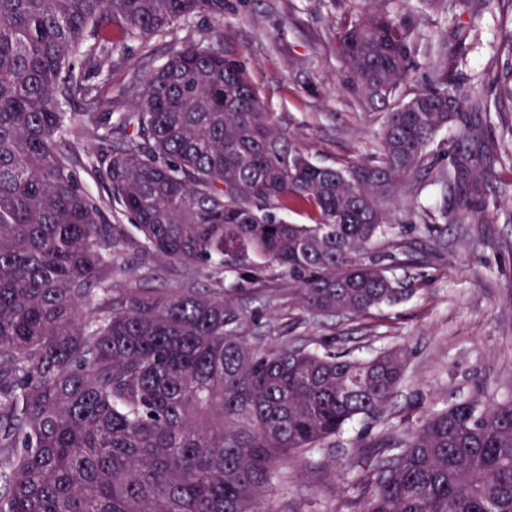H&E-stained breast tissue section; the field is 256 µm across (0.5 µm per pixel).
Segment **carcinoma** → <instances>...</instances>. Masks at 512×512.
I'll list each match as a JSON object with an SVG mask.
<instances>
[{
  "label": "carcinoma",
  "mask_w": 512,
  "mask_h": 512,
  "mask_svg": "<svg viewBox=\"0 0 512 512\" xmlns=\"http://www.w3.org/2000/svg\"><path fill=\"white\" fill-rule=\"evenodd\" d=\"M458 18L512 0H420ZM226 0H0V512H272V485L304 450L379 415L405 352L358 360L329 346L250 340L223 287L112 288L128 243L105 221L118 204L145 255L193 270L254 256L296 287L312 317L360 319L402 297L362 262L391 223L403 180L424 172L446 224H488L499 203L489 93L512 112V32L503 69L456 75L439 56L412 79L414 24L363 0L343 23L342 87L382 114L379 156L314 163L260 103L239 59L186 43L116 100L120 122L65 104L99 99L91 81L117 43L206 14ZM94 43L85 46L86 37ZM460 137L437 167L432 146ZM92 139L82 188L63 144ZM276 209L308 211L293 224ZM357 512H512V395L481 391L378 444Z\"/></svg>",
  "instance_id": "carcinoma-1"
}]
</instances>
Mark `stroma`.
I'll return each mask as SVG.
<instances>
[{
  "label": "stroma",
  "mask_w": 512,
  "mask_h": 512,
  "mask_svg": "<svg viewBox=\"0 0 512 512\" xmlns=\"http://www.w3.org/2000/svg\"><path fill=\"white\" fill-rule=\"evenodd\" d=\"M223 39L218 47L244 64L261 103L283 132L297 137L311 158L333 165L376 156L382 119L338 82L337 44L342 23L359 0H227ZM421 37L414 80L428 73L429 47L445 39L453 24L468 31L459 48V72L467 76L501 64L499 46L512 31V18L496 9L462 14L453 20L429 10L414 13ZM211 19L189 17L147 40L120 39L112 64L96 76L109 112L112 92L145 77L165 62L173 48L208 38ZM438 188L418 177L412 192H400L391 208L390 230L400 250L379 241L372 250L393 269L405 293L398 302L368 317L314 318L298 304L273 297L287 278H254L253 265L223 274L225 289L252 318L249 334L266 339L288 336L300 344L328 343L355 358L393 347L407 352L405 380L390 405L374 418H359L343 433L288 463V484L275 486L274 512H356L361 480L377 463L376 444L419 422L446 404L488 387L505 394L512 387V223L427 224L436 213ZM118 284L142 288H209L207 274L188 276L183 265L164 266L130 241L115 259Z\"/></svg>",
  "instance_id": "stroma-1"
}]
</instances>
